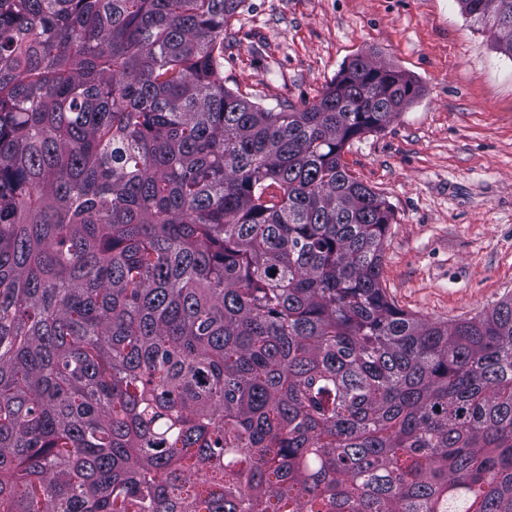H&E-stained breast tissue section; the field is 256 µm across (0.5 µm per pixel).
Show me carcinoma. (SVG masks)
I'll return each mask as SVG.
<instances>
[{"label":"carcinoma","instance_id":"cac0c4a2","mask_svg":"<svg viewBox=\"0 0 512 512\" xmlns=\"http://www.w3.org/2000/svg\"><path fill=\"white\" fill-rule=\"evenodd\" d=\"M246 0H0V512H512V297L426 321L345 147L368 55L265 108ZM512 59V0H459Z\"/></svg>","mask_w":512,"mask_h":512}]
</instances>
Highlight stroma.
Instances as JSON below:
<instances>
[{
	"label": "stroma",
	"instance_id": "35a3bbf8",
	"mask_svg": "<svg viewBox=\"0 0 512 512\" xmlns=\"http://www.w3.org/2000/svg\"><path fill=\"white\" fill-rule=\"evenodd\" d=\"M359 54L424 89L342 155L395 211L382 285L418 318L475 317L512 297V59L457 0H246L224 37V83L297 105Z\"/></svg>",
	"mask_w": 512,
	"mask_h": 512
}]
</instances>
